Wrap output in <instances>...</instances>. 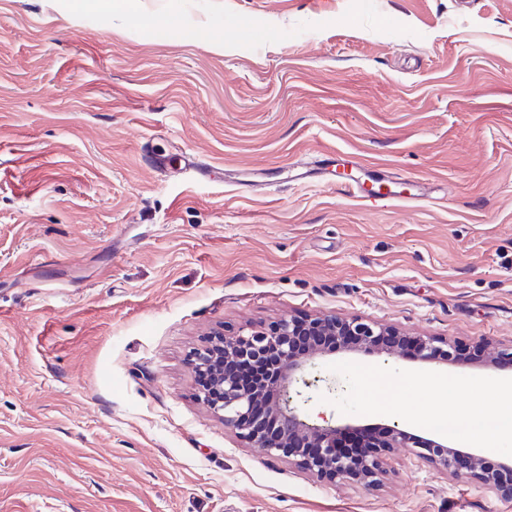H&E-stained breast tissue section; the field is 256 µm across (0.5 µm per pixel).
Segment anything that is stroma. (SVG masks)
Here are the masks:
<instances>
[{
	"label": "stroma",
	"instance_id": "1",
	"mask_svg": "<svg viewBox=\"0 0 512 512\" xmlns=\"http://www.w3.org/2000/svg\"><path fill=\"white\" fill-rule=\"evenodd\" d=\"M136 4L0 0V512H512L406 448L320 481L188 363L322 314L512 347V0ZM336 153L421 198L358 200ZM75 5L79 12H93L105 19H112L131 7V4L124 0H77Z\"/></svg>",
	"mask_w": 512,
	"mask_h": 512
}]
</instances>
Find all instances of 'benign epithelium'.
I'll return each mask as SVG.
<instances>
[{"mask_svg":"<svg viewBox=\"0 0 512 512\" xmlns=\"http://www.w3.org/2000/svg\"><path fill=\"white\" fill-rule=\"evenodd\" d=\"M407 339L398 328L361 318L336 315L272 321L234 336L219 335L191 357L198 375L196 397L224 426L252 448L296 461L329 482L372 483L382 472L383 456L391 448H411L415 455L440 468L473 477L504 498H512V464L499 463L497 472L484 465L479 453L461 450L444 435L425 437L397 424L373 428L369 447L376 452L360 466L336 452V438L357 429L351 423L308 422L291 405L290 389L313 385L305 375L310 356L359 351L394 354ZM415 358L424 364H458L460 350L439 337H414ZM259 363L274 373L273 381L243 384L236 368Z\"/></svg>","mask_w":512,"mask_h":512,"instance_id":"1","label":"benign epithelium"}]
</instances>
